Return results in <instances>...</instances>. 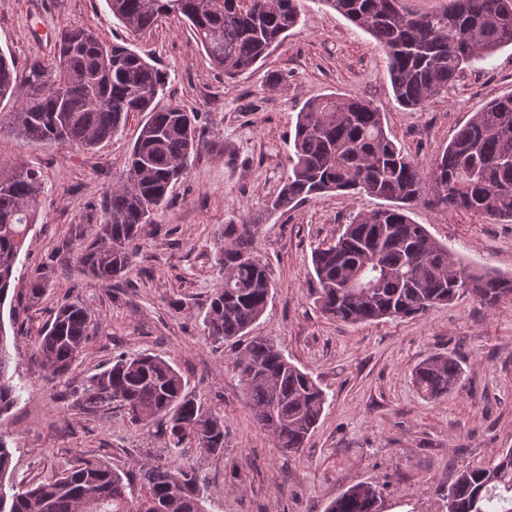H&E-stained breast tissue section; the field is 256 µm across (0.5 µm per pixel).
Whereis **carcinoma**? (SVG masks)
<instances>
[{
    "label": "carcinoma",
    "instance_id": "carcinoma-1",
    "mask_svg": "<svg viewBox=\"0 0 512 512\" xmlns=\"http://www.w3.org/2000/svg\"><path fill=\"white\" fill-rule=\"evenodd\" d=\"M318 2L376 40L387 58L395 101L413 111L447 93L465 69L512 47V0H448L426 13L409 10L404 0ZM107 3L135 35L172 16L189 22L213 66L227 77L264 59L298 24L301 8L300 0ZM13 68L0 51V101L15 99L13 110L0 114V132L29 143L90 149L117 135L131 113H148L126 170L103 199L100 224L89 234L79 232L81 238L91 236L80 249L83 271L103 285L124 278L143 227L167 207L171 189L199 149L197 115L163 102L168 75L151 63L148 52L105 43L82 25L61 32L54 59L30 58L19 95L7 81ZM289 144L291 172L279 191L262 212L224 225L217 253L220 283L203 316L204 331L214 341L244 336L267 309L272 283L256 249L261 224L328 192L366 194L387 205L357 214L336 241L314 250L315 304L324 315L363 324L420 317L466 296L486 305L512 298V277L463 266L409 216L429 186L446 210L471 212L489 224L512 223V94L474 113L428 167L397 147L386 132L384 113L358 96L306 100ZM43 193L35 169L0 176V304ZM97 326L84 303L61 306L37 338L48 372L66 373ZM10 363L9 339L0 324V415L19 399ZM236 366L257 424L274 447L298 453L327 401L320 383L264 336L252 337ZM463 381L462 363L452 354L434 355L413 372L416 388L428 400L460 390ZM186 386L162 357L121 355L87 379L83 397L90 405L118 404L135 425L157 426L173 455L191 447L224 453V418L205 410ZM9 465L6 436L0 434V512H205L206 487L195 471L167 463L145 469V492L136 500L127 495L124 475L98 457L81 458L55 478L24 487H5ZM444 502L446 512H512V448L459 472ZM371 508L368 495L346 490L325 512Z\"/></svg>",
    "mask_w": 512,
    "mask_h": 512
}]
</instances>
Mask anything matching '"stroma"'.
I'll list each match as a JSON object with an SVG mask.
<instances>
[{
    "label": "stroma",
    "instance_id": "obj_1",
    "mask_svg": "<svg viewBox=\"0 0 512 512\" xmlns=\"http://www.w3.org/2000/svg\"><path fill=\"white\" fill-rule=\"evenodd\" d=\"M75 24L149 51L169 74L167 102L197 113L200 148L168 208L145 226L130 273L104 286L79 270L76 230L98 221L143 115H131L122 132L91 150L0 135V171L32 167L45 185L17 263L13 302L0 308V323L17 340L12 373L20 397L0 423L13 483L50 479L95 455L129 475L133 498L144 492L141 465L194 469L207 485V512H325L360 482L379 487L380 512H445L442 490L458 472L512 448V299L487 306L467 296L418 318L370 325L330 320L315 305L312 251L383 200L329 193L270 219L256 247L272 299L251 333L277 341L327 394L316 428L291 456L274 447L249 409L235 369L243 342L213 341L202 316L219 284L224 224L259 213L278 191L290 168L289 136L308 98L370 100L384 112L391 139L426 166L472 113L512 94V49L466 69L419 112L396 103L374 39L320 0H304L290 35L232 78L212 67L188 22L170 19L132 38L106 0H0V50L24 70L32 56L53 59L60 31ZM411 218L463 265L512 277V223L442 209L429 190ZM36 275L48 289L32 306L27 288ZM74 300L99 325L72 369L54 376L35 339L57 307ZM123 353L157 355L181 372L204 408L223 416V454L170 455L156 428L131 424L119 406L83 404L86 380ZM438 353L455 355L466 376L463 389L433 401L418 393L411 371Z\"/></svg>",
    "mask_w": 512,
    "mask_h": 512
}]
</instances>
